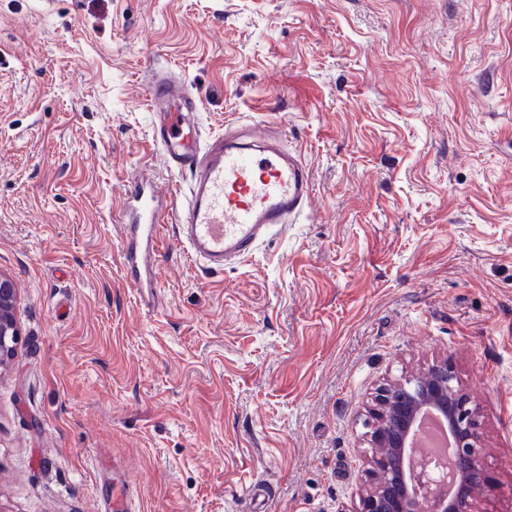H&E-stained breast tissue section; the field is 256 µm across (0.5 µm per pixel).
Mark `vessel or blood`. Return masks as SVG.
<instances>
[{
	"mask_svg": "<svg viewBox=\"0 0 512 512\" xmlns=\"http://www.w3.org/2000/svg\"><path fill=\"white\" fill-rule=\"evenodd\" d=\"M149 103L158 119L154 142L162 158L189 171L191 183L185 192L145 178L125 186L120 255L132 287L147 293L155 287L168 221H175L178 242L206 270L220 271L309 207L311 173L277 124L243 121L202 137L197 99L177 77L153 80Z\"/></svg>",
	"mask_w": 512,
	"mask_h": 512,
	"instance_id": "obj_1",
	"label": "vessel or blood"
}]
</instances>
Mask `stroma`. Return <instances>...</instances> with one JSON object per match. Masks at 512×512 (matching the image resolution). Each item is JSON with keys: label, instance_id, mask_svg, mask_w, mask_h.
Masks as SVG:
<instances>
[{"label": "stroma", "instance_id": "35a3bbf8", "mask_svg": "<svg viewBox=\"0 0 512 512\" xmlns=\"http://www.w3.org/2000/svg\"><path fill=\"white\" fill-rule=\"evenodd\" d=\"M179 73L203 136L281 125L299 223L203 270L165 229L126 282L124 184ZM0 512H360L376 389L450 359L512 512V0H0ZM17 303L13 280L0 273V368L13 358L20 342L21 331L15 317Z\"/></svg>", "mask_w": 512, "mask_h": 512}]
</instances>
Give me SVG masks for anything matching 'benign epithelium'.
Returning a JSON list of instances; mask_svg holds the SVG:
<instances>
[{"mask_svg": "<svg viewBox=\"0 0 512 512\" xmlns=\"http://www.w3.org/2000/svg\"><path fill=\"white\" fill-rule=\"evenodd\" d=\"M13 280L0 273V367L20 342ZM432 412L447 427L452 443L457 488L436 476L440 462L413 447L416 423ZM371 448L368 480L360 512H475L476 498L489 486L482 463L485 437L478 408L459 384L450 360L438 359L380 386L363 420Z\"/></svg>", "mask_w": 512, "mask_h": 512, "instance_id": "7a95c632", "label": "benign epithelium"}]
</instances>
